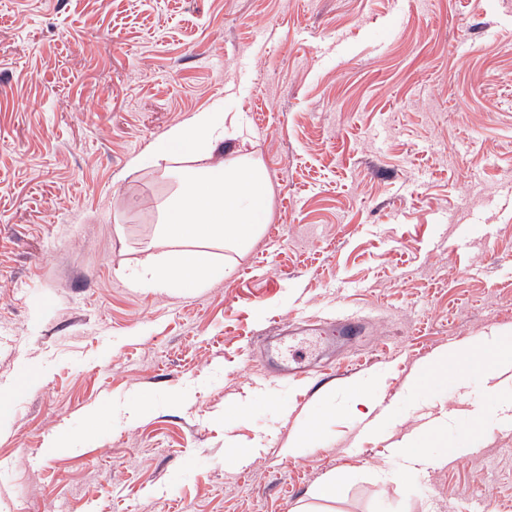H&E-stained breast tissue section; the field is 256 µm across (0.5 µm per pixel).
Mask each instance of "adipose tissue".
<instances>
[{
	"label": "adipose tissue",
	"mask_w": 512,
	"mask_h": 512,
	"mask_svg": "<svg viewBox=\"0 0 512 512\" xmlns=\"http://www.w3.org/2000/svg\"><path fill=\"white\" fill-rule=\"evenodd\" d=\"M220 112L195 113L187 123L168 131L154 159L184 167L179 188L163 206L160 242L147 250L123 276L131 287L161 292L175 284L203 288L228 275L230 268L212 261L208 250L220 245L243 254L261 236L257 222L266 209L269 183L262 167L240 148H226L232 137ZM512 362V346L484 347L441 353L430 367L435 375L466 369L495 368Z\"/></svg>",
	"instance_id": "obj_1"
}]
</instances>
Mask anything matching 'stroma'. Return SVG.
Segmentation results:
<instances>
[{
    "instance_id": "35a3bbf8",
    "label": "stroma",
    "mask_w": 512,
    "mask_h": 512,
    "mask_svg": "<svg viewBox=\"0 0 512 512\" xmlns=\"http://www.w3.org/2000/svg\"><path fill=\"white\" fill-rule=\"evenodd\" d=\"M197 112L241 118L265 231L209 287L128 288L178 187L129 162ZM351 315L315 377L263 373L278 326ZM483 340L512 0H0V512H291L334 475L337 512H512V365L425 371Z\"/></svg>"
}]
</instances>
